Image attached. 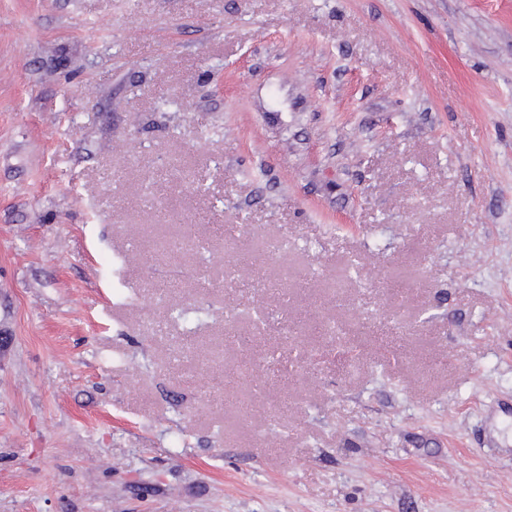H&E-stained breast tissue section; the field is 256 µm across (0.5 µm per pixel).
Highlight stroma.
<instances>
[{
  "label": "stroma",
  "mask_w": 512,
  "mask_h": 512,
  "mask_svg": "<svg viewBox=\"0 0 512 512\" xmlns=\"http://www.w3.org/2000/svg\"><path fill=\"white\" fill-rule=\"evenodd\" d=\"M512 0H0V512H512Z\"/></svg>",
  "instance_id": "obj_1"
}]
</instances>
